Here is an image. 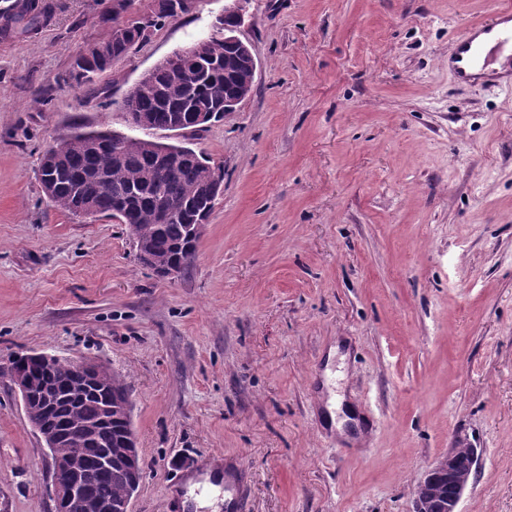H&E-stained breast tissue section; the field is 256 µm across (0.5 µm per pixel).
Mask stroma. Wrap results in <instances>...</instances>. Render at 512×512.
<instances>
[{
    "label": "stroma",
    "instance_id": "obj_1",
    "mask_svg": "<svg viewBox=\"0 0 512 512\" xmlns=\"http://www.w3.org/2000/svg\"><path fill=\"white\" fill-rule=\"evenodd\" d=\"M0 0V368L21 352L125 378L133 512L217 457L247 512H414L454 437L483 451L460 512H512V85L459 84L452 40L504 0H250L258 68L237 111L182 134L122 103L225 0H197L89 89L59 79L113 0ZM187 146L224 172L192 266L169 280L126 225L44 193L77 131ZM47 450L0 377V512H53Z\"/></svg>",
    "mask_w": 512,
    "mask_h": 512
}]
</instances>
